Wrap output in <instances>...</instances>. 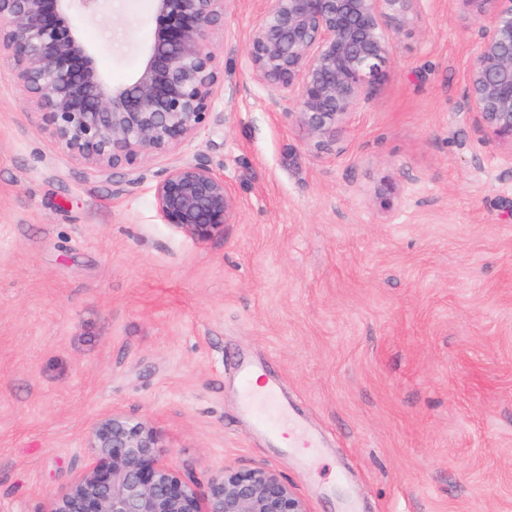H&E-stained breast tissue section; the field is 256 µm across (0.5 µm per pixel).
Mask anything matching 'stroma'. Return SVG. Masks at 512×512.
Wrapping results in <instances>:
<instances>
[{
    "mask_svg": "<svg viewBox=\"0 0 512 512\" xmlns=\"http://www.w3.org/2000/svg\"><path fill=\"white\" fill-rule=\"evenodd\" d=\"M262 6L229 0L213 38L217 124L133 184L66 155L0 62V512H43L114 413L185 478L264 467L309 512H512V145L460 108L485 6L387 13L390 77L323 150L250 78ZM152 15L70 4L116 84ZM179 156L223 164V237L163 224L152 175ZM243 360L329 447L255 432Z\"/></svg>",
    "mask_w": 512,
    "mask_h": 512,
    "instance_id": "obj_1",
    "label": "stroma"
}]
</instances>
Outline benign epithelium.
Wrapping results in <instances>:
<instances>
[{"instance_id": "7a95c632", "label": "benign epithelium", "mask_w": 512, "mask_h": 512, "mask_svg": "<svg viewBox=\"0 0 512 512\" xmlns=\"http://www.w3.org/2000/svg\"><path fill=\"white\" fill-rule=\"evenodd\" d=\"M72 0H0V57L74 160L130 174L214 121L219 71L212 37L229 0H153L154 35L137 76L114 85L69 16ZM247 56L255 84L317 138L336 136L390 73L386 10L412 0H267ZM486 35L468 70L463 108L512 145V0H488ZM163 223L200 242L224 235L235 207L220 168L182 158L156 174ZM92 458L43 512H308L265 468L226 469L202 486L165 463L155 432L121 414L99 420Z\"/></svg>"}]
</instances>
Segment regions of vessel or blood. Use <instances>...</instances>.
Returning <instances> with one entry per match:
<instances>
[{"instance_id":"obj_1","label":"vessel or blood","mask_w":512,"mask_h":512,"mask_svg":"<svg viewBox=\"0 0 512 512\" xmlns=\"http://www.w3.org/2000/svg\"><path fill=\"white\" fill-rule=\"evenodd\" d=\"M250 371H242L243 406L252 413L255 424L270 437L287 442L292 448H316L320 442L317 437L298 421L287 404L280 399L275 389H267L262 394H255L250 385Z\"/></svg>"}]
</instances>
